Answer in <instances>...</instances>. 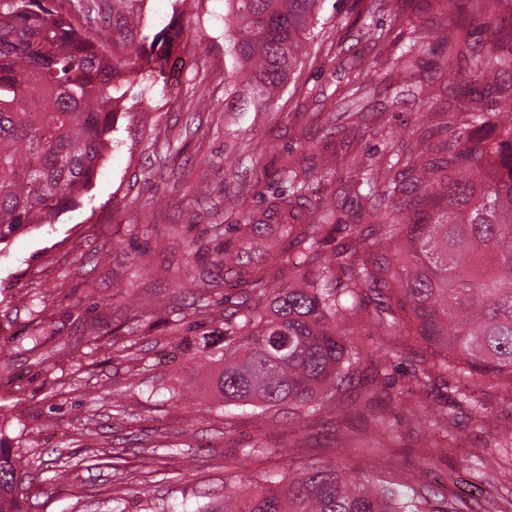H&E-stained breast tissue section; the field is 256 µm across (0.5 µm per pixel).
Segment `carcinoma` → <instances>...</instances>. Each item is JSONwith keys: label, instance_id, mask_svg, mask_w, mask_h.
Returning a JSON list of instances; mask_svg holds the SVG:
<instances>
[{"label": "carcinoma", "instance_id": "obj_1", "mask_svg": "<svg viewBox=\"0 0 512 512\" xmlns=\"http://www.w3.org/2000/svg\"><path fill=\"white\" fill-rule=\"evenodd\" d=\"M56 0H0V244L19 231L48 224L92 186L112 141L116 108L132 77L164 74L175 46L189 40L184 26H167L149 46L136 41V0H112V24L124 35L112 49L83 32L90 16L84 0L62 13ZM389 24L366 23L360 35L375 46H399L386 76L418 68L431 50L415 30L402 40L408 0H391ZM470 18L488 33L443 38L445 60L465 58L467 85L492 88L485 102L472 97L455 109L457 134L446 155L434 157L425 138L408 151L386 141L385 165L364 170L375 194V222L347 224L345 241L321 253L326 226L336 222L321 187L288 169L292 191L238 228L242 244L224 246L212 265L229 272L250 266L246 278L224 283L250 304L225 315L224 348L208 337L195 357L220 366L216 379L224 404L269 409L288 405L307 418L333 400L359 372L367 348L353 342L349 324L366 319L383 336H418L427 352L410 363L396 407L410 401L425 423L448 427V406L427 405L439 378L453 381V407L483 412L471 385L497 384L512 403V0H468ZM322 0H224L227 56L246 73L256 104H268L291 80L308 52ZM490 129V134L475 133ZM285 259L298 251L315 271L290 269L277 288L254 254ZM374 351L390 364L405 361L397 346ZM496 447L484 456L480 479L498 472L512 454V432L495 429ZM25 454L0 445V512H29L21 490ZM198 512H461L447 489L424 490L412 479L377 484L332 464L305 466L268 486L224 482V497Z\"/></svg>", "mask_w": 512, "mask_h": 512}]
</instances>
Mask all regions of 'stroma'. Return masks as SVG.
I'll list each match as a JSON object with an SVG mask.
<instances>
[{
    "instance_id": "obj_1",
    "label": "stroma",
    "mask_w": 512,
    "mask_h": 512,
    "mask_svg": "<svg viewBox=\"0 0 512 512\" xmlns=\"http://www.w3.org/2000/svg\"><path fill=\"white\" fill-rule=\"evenodd\" d=\"M368 4L323 0L293 79L273 106L254 112L224 95V0H137L140 35L179 21L196 44L178 48L164 74L131 86L78 203L0 251V412L8 444L32 461L24 479L32 512H196L223 496L225 480H277L286 454L374 480L402 481L425 468L429 482L447 485L474 512H512V461L497 485L479 481L488 420L512 422L489 384L475 388L484 416L464 411L449 429H432L407 408L364 407L367 391H394L407 379L406 366L369 358L339 409L257 416L224 406L213 365L193 357L199 336L223 345L224 317L241 300L219 289L200 311L197 286L222 278L211 264L216 250L286 188V160L313 182L333 173L338 221L327 227V255L343 240L342 222H373L362 170L384 157L375 126L404 138L416 129L434 145L448 138L447 110L461 97L466 62L441 76L445 19L417 0L404 27L433 41L421 77L436 93L425 104L377 80L394 48L358 36ZM341 58L362 62L361 97L336 96ZM375 413L393 417L392 433L372 429ZM257 442L266 453L245 459Z\"/></svg>"
}]
</instances>
